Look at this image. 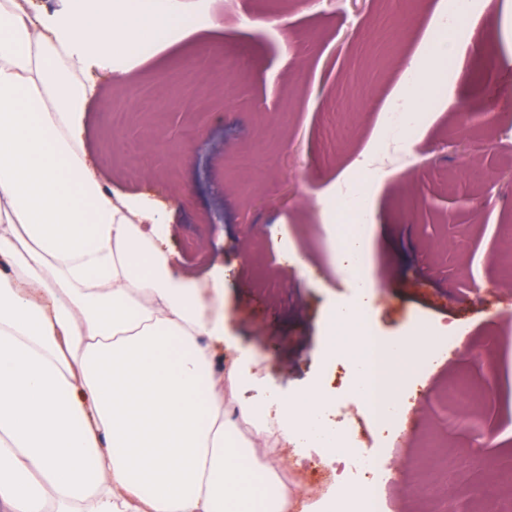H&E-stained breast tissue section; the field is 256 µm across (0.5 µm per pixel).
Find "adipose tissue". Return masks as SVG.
I'll use <instances>...</instances> for the list:
<instances>
[{
  "mask_svg": "<svg viewBox=\"0 0 512 512\" xmlns=\"http://www.w3.org/2000/svg\"><path fill=\"white\" fill-rule=\"evenodd\" d=\"M172 14L140 0H68L48 15L0 0V512H288V488L237 419L262 415L293 441L316 391L260 390L229 413L249 378L232 357L213 368L224 322L212 291L175 277L168 215L112 200L86 150L91 67L113 68ZM449 47L408 61L413 100L448 78ZM331 311L340 346L367 342L355 316ZM431 336L388 346L378 391L398 403L393 370H418Z\"/></svg>",
  "mask_w": 512,
  "mask_h": 512,
  "instance_id": "adipose-tissue-1",
  "label": "adipose tissue"
}]
</instances>
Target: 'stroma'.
<instances>
[{
	"mask_svg": "<svg viewBox=\"0 0 512 512\" xmlns=\"http://www.w3.org/2000/svg\"><path fill=\"white\" fill-rule=\"evenodd\" d=\"M448 0H180L205 10L136 56L120 78L96 75L86 144L110 196L172 210L166 241L177 274L224 278L229 333L257 354L259 377L289 397L323 388L333 406L354 401L342 371L326 375L330 311L354 300L336 259L333 204L360 160L380 146L383 115L396 105L405 62L436 36L454 42L456 71L437 91L407 169L373 175L365 274L375 289L367 316L379 336L401 340L444 322L464 344L414 386H401L412 423L393 458L387 512H430L424 478L458 489L473 512L485 489L512 484V386L428 445L453 403L450 383L483 388L512 368V0H480L470 43L440 27ZM439 35H432V28ZM156 92L146 111L141 96ZM124 122L115 125L113 110ZM175 148L158 151L153 131ZM156 159L134 175L125 142ZM424 204L407 211L405 195ZM481 449L473 475L434 467Z\"/></svg>",
	"mask_w": 512,
	"mask_h": 512,
	"instance_id": "obj_1",
	"label": "stroma"
}]
</instances>
